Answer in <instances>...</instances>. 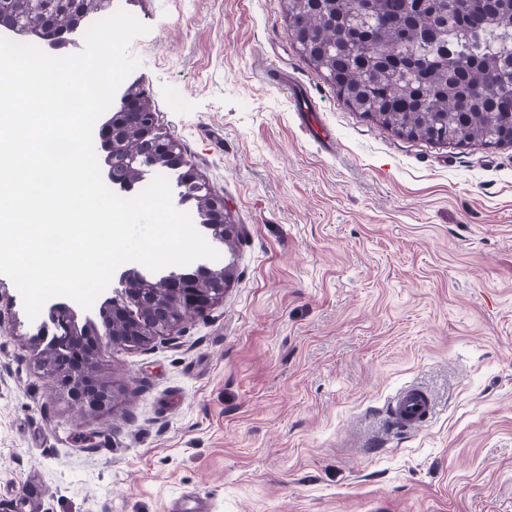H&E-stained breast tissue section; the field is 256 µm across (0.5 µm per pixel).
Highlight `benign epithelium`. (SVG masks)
Masks as SVG:
<instances>
[{
    "mask_svg": "<svg viewBox=\"0 0 512 512\" xmlns=\"http://www.w3.org/2000/svg\"><path fill=\"white\" fill-rule=\"evenodd\" d=\"M213 216L224 237L237 233L236 225L227 220L224 201L212 204ZM111 310L99 315L102 328L79 326L76 311L64 304L48 309L52 327L41 329L37 340L44 349L46 377L52 391L67 396L68 403L80 418L103 412L114 400L116 391L97 374L95 360L112 347H141L161 336H169L188 319L203 316L220 300L208 288L200 287L194 276L178 278L163 290L149 283V278L133 268L120 280ZM149 305V310L126 325L123 334L115 332L116 323L125 318L123 305Z\"/></svg>",
    "mask_w": 512,
    "mask_h": 512,
    "instance_id": "obj_1",
    "label": "benign epithelium"
}]
</instances>
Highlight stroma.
Wrapping results in <instances>:
<instances>
[{"mask_svg": "<svg viewBox=\"0 0 512 512\" xmlns=\"http://www.w3.org/2000/svg\"><path fill=\"white\" fill-rule=\"evenodd\" d=\"M112 7L150 27L127 81L227 204L239 235L210 266L232 277L204 316L105 351L112 410L78 419L0 275V512H170L187 494L206 512H512V144L408 140L352 111L284 0ZM407 386L435 415L384 439ZM279 84L288 91V87L292 92V99L296 103V112L300 121V127L304 133L312 136L321 146L330 145L333 137L330 132L324 128L311 113L310 101L304 96L299 87L292 85L287 78H281Z\"/></svg>", "mask_w": 512, "mask_h": 512, "instance_id": "35a3bbf8", "label": "stroma"}]
</instances>
